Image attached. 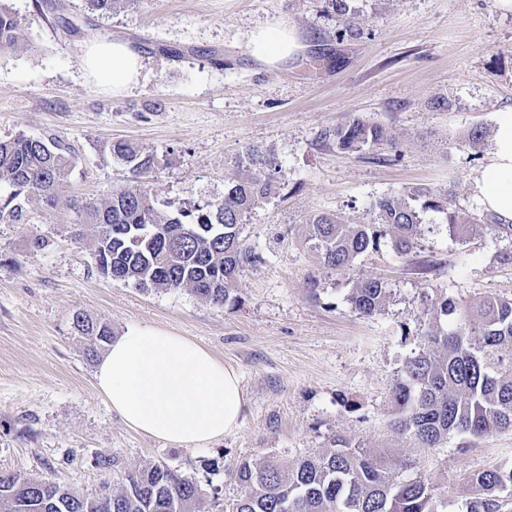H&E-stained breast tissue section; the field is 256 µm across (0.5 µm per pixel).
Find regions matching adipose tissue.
Masks as SVG:
<instances>
[{"mask_svg":"<svg viewBox=\"0 0 512 512\" xmlns=\"http://www.w3.org/2000/svg\"><path fill=\"white\" fill-rule=\"evenodd\" d=\"M252 48L267 64L293 56L301 45L285 26L260 29ZM81 65L97 85L122 93L139 82L143 59L126 42L86 44ZM485 211L512 222V106L496 112L487 164L474 176ZM97 388L133 430L168 443L197 448L239 426L244 397L238 374L186 337L133 328L113 339L96 370Z\"/></svg>","mask_w":512,"mask_h":512,"instance_id":"1","label":"adipose tissue"}]
</instances>
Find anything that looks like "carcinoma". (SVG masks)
Here are the masks:
<instances>
[{
	"instance_id": "cac0c4a2",
	"label": "carcinoma",
	"mask_w": 512,
	"mask_h": 512,
	"mask_svg": "<svg viewBox=\"0 0 512 512\" xmlns=\"http://www.w3.org/2000/svg\"><path fill=\"white\" fill-rule=\"evenodd\" d=\"M131 0H88L110 14ZM21 21L0 7V48L17 47ZM343 149L364 150L391 141L383 126L356 119L336 129ZM112 154L129 166L132 178L102 203L83 206L84 223L96 230L94 258L100 273L143 291L187 290L222 306L243 269L261 260L241 237L246 218L277 190L278 164L267 149L251 146L236 160L241 174L228 178L224 196L177 216L162 212L140 178L155 166L154 156L128 142L112 144ZM72 159L56 142L21 133L0 141V219L18 221L25 205L56 206ZM376 221L348 224L320 214L308 223L305 245L327 269L350 270L362 255L391 237L399 255L417 249L440 229L426 222L444 214L448 234L464 241L476 224L461 218L451 203L416 188L375 203ZM387 283L362 278L347 301L362 317L384 310ZM425 334L427 349L406 358L393 390L394 429L423 448H437L451 435L470 443L512 431V299L484 296L459 303L447 296L432 302ZM74 329L88 341L94 358L112 340L109 323L78 312ZM238 494L225 512H436L435 488L422 478L406 479L342 437L329 447L284 467L269 457L241 461L235 471ZM475 493L465 512H508L512 467L494 466L470 475ZM209 497L201 484L167 464L148 463L124 472L116 487L96 496L45 479L0 475V512H201Z\"/></svg>"
}]
</instances>
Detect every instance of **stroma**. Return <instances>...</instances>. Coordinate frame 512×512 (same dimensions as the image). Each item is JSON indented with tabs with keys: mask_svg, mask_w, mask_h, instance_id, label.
Here are the masks:
<instances>
[{
	"mask_svg": "<svg viewBox=\"0 0 512 512\" xmlns=\"http://www.w3.org/2000/svg\"><path fill=\"white\" fill-rule=\"evenodd\" d=\"M0 0L25 31L0 48V139L25 133L59 143L74 165L56 207L31 203L23 221L0 220V474L48 478L87 495L120 469L164 463L236 496L235 469L274 455L283 463L343 437L433 483L442 512H461L467 476L512 467V432L474 448L450 436L419 447L397 434L391 391L404 361L425 347L437 296L512 297V237L449 236L443 214L421 246L398 256L390 240L352 270L324 269L302 244L321 213L373 223L375 202L426 187L452 207L486 219L473 185L491 147L460 139L492 130L512 105V13L496 0H131L102 14L86 0ZM293 28L301 48L271 66L253 54L252 34ZM352 27L353 36L340 32ZM119 39L144 61L136 86L115 95L85 74L80 54L95 39ZM386 128L395 147L340 149L338 127L355 118ZM117 141L157 163L145 179L162 210L220 199L239 154L272 150L280 192L241 229L260 261L246 266L235 301L222 306L187 291H140L105 278L80 231L85 203L126 183ZM43 247H34V239ZM318 291H311L310 279ZM392 288L384 311L358 316L345 300L353 281ZM107 320L114 334L155 328L208 349L240 377L239 428L204 448H184L130 429L95 386L96 361L75 331L76 312Z\"/></svg>",
	"mask_w": 512,
	"mask_h": 512,
	"instance_id": "obj_1",
	"label": "stroma"
}]
</instances>
